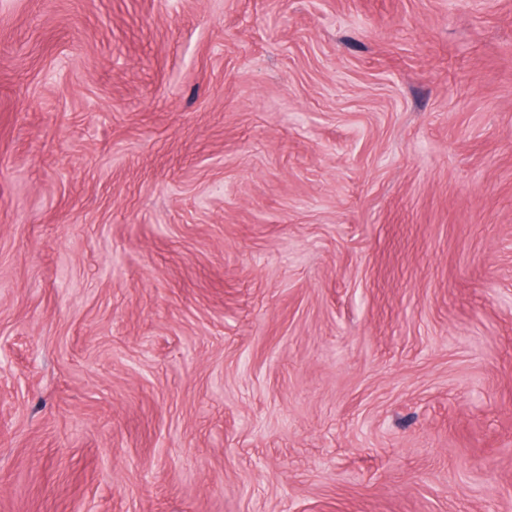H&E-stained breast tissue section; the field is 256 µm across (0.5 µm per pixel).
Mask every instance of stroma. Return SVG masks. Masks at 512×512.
<instances>
[{"label":"stroma","mask_w":512,"mask_h":512,"mask_svg":"<svg viewBox=\"0 0 512 512\" xmlns=\"http://www.w3.org/2000/svg\"><path fill=\"white\" fill-rule=\"evenodd\" d=\"M0 512H512V0H0Z\"/></svg>","instance_id":"stroma-1"}]
</instances>
